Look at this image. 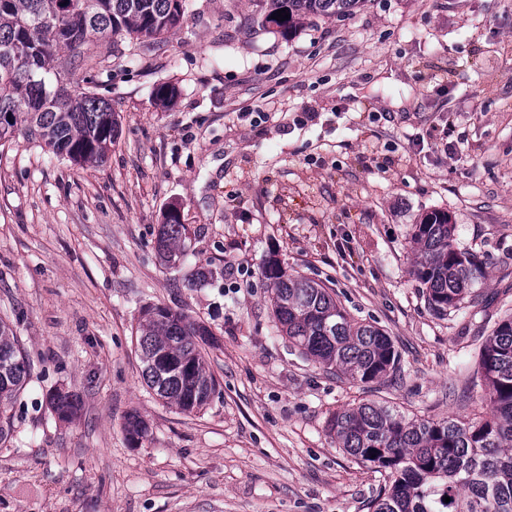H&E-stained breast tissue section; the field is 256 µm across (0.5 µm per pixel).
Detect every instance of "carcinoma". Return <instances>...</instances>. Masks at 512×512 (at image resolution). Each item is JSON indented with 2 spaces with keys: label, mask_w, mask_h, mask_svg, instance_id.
<instances>
[{
  "label": "carcinoma",
  "mask_w": 512,
  "mask_h": 512,
  "mask_svg": "<svg viewBox=\"0 0 512 512\" xmlns=\"http://www.w3.org/2000/svg\"><path fill=\"white\" fill-rule=\"evenodd\" d=\"M251 23L297 29L314 18L346 15L366 0H256ZM186 0H0V146L24 129L28 139L74 165L103 162L119 134L112 104L88 91L74 96L58 71L61 54L84 55L95 40L126 33L147 46L180 27ZM290 19L277 21L280 9ZM175 86L155 88L156 101L174 102ZM180 214H163L157 250L172 262L188 248ZM413 274L428 307L459 311L484 284L485 262L455 243L448 214L432 211L413 225ZM264 276L277 328L299 352L362 384L397 370L400 355L379 327L355 320L320 282L293 275L276 258ZM137 333L142 377L165 403L191 414L203 409L217 382L202 355L211 330L165 306L146 308ZM12 327L0 319V442L11 436L10 407L30 375ZM486 411L462 421L408 420L395 408L368 401L334 413L328 431L342 452L385 475L369 512H512V315L487 336L479 360ZM57 418L72 421L79 397L57 389L48 397ZM129 441L149 432L137 414L125 422ZM450 497L445 501L444 497Z\"/></svg>",
  "instance_id": "1"
}]
</instances>
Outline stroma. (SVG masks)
<instances>
[{
    "mask_svg": "<svg viewBox=\"0 0 512 512\" xmlns=\"http://www.w3.org/2000/svg\"><path fill=\"white\" fill-rule=\"evenodd\" d=\"M257 10L189 0L150 51L120 33L94 68L64 56L71 93L117 115L104 163L21 133L0 147V319L34 364L0 443V512H368L380 475L337 448L332 413L482 412L478 357L512 313V0H364L289 35L250 29ZM165 82L178 96L164 108ZM173 204L191 247L166 263ZM434 210L486 270L444 317L412 274L413 226ZM273 256L383 329L399 369L361 384L291 347L263 275ZM156 305L214 334L200 412L142 379L136 327ZM57 389L80 396L73 421L51 412ZM132 413L149 425L135 445Z\"/></svg>",
    "mask_w": 512,
    "mask_h": 512,
    "instance_id": "stroma-1",
    "label": "stroma"
}]
</instances>
